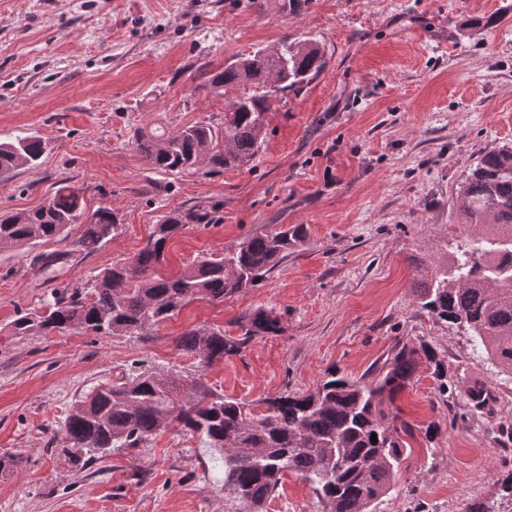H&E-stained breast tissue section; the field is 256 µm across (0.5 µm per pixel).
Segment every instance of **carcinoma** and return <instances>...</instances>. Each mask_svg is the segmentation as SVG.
Listing matches in <instances>:
<instances>
[{
    "instance_id": "obj_1",
    "label": "carcinoma",
    "mask_w": 512,
    "mask_h": 512,
    "mask_svg": "<svg viewBox=\"0 0 512 512\" xmlns=\"http://www.w3.org/2000/svg\"><path fill=\"white\" fill-rule=\"evenodd\" d=\"M326 64L312 39L285 38L273 49L239 56L207 78L211 86L236 93L224 110L222 128L206 122L168 133L140 128L134 144L164 175L201 164L224 169L252 162L266 141L271 100L301 94ZM43 150L32 135L0 142V173L36 164ZM458 198L457 218L466 231L447 239L429 259L414 261L416 307L448 328L469 333L492 365L512 374V147L486 151ZM84 210L79 191L61 182L41 207L0 215V245L63 241ZM92 217L78 240L87 251L107 242L120 224L107 206ZM211 221L208 213L192 209L166 216L132 259L53 293L39 312L18 315L13 335L138 332L163 323L193 300L222 302L257 285L307 239L303 224H274L221 253L196 256L172 279L157 276L154 268L164 260L168 241L188 224ZM240 327L237 337L219 328L191 330L179 346L211 363L283 330L280 316L263 308L248 313ZM422 363L442 393L462 392L473 413L490 410L492 391L448 376L437 345L423 338L398 339L383 363L358 379L333 368L313 390H285L255 403L201 388L183 394L176 380L156 375L101 383L72 406L61 434L87 460H101L114 448L147 443L175 420L218 453L228 512H266L287 472H298L315 486L321 512H373L412 449L414 428L400 420L395 402Z\"/></svg>"
}]
</instances>
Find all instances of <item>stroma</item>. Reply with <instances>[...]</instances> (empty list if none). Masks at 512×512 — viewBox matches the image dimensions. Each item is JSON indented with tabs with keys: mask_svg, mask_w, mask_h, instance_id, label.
I'll return each instance as SVG.
<instances>
[{
	"mask_svg": "<svg viewBox=\"0 0 512 512\" xmlns=\"http://www.w3.org/2000/svg\"><path fill=\"white\" fill-rule=\"evenodd\" d=\"M0 0V142L44 146L36 165L0 177V213L36 209L67 181L87 209L121 223L94 251L63 241L0 249V512H224V474L180 426L104 461L75 460L59 435L72 406L99 383L141 374L256 401L314 389L328 368L357 378L396 339L424 338L449 374L491 388L489 413L441 394L421 368L396 400L414 428L436 422V447L413 440L374 512H512V381L472 336L413 302V262L447 239L458 191L489 149L512 146V0ZM496 18L491 27L479 19ZM318 41L324 71L266 116L259 158L160 176L134 147L140 128L220 126L230 94L210 70L282 39ZM213 212L168 243L157 272L176 276L273 224L308 237L256 286L189 302L133 335H13L19 313L56 289L134 256L163 216ZM258 308L284 330L210 364L181 350L191 329L240 335ZM311 484L286 473L267 512H317Z\"/></svg>",
	"mask_w": 512,
	"mask_h": 512,
	"instance_id": "1",
	"label": "stroma"
}]
</instances>
